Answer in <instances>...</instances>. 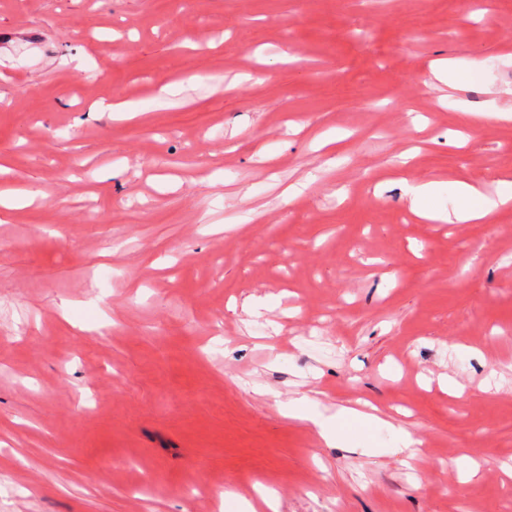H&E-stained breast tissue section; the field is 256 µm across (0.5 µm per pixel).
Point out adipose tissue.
<instances>
[{"label":"adipose tissue","mask_w":512,"mask_h":512,"mask_svg":"<svg viewBox=\"0 0 512 512\" xmlns=\"http://www.w3.org/2000/svg\"><path fill=\"white\" fill-rule=\"evenodd\" d=\"M498 185L496 195L490 196L480 186L465 181L457 182V195L462 203L447 211L426 204L427 199L435 194V183L424 182L407 186L406 194L411 210L420 218L451 224H468L492 219L500 210L512 206V177L503 176ZM318 406L317 399L304 393L280 404L279 411L285 417L310 425L319 440L330 447L343 443L345 426L363 421L388 432L389 439L384 445L385 453L404 458L415 457L418 453L419 439L408 429L391 420L347 406L338 407L333 414L327 416L319 411Z\"/></svg>","instance_id":"obj_1"}]
</instances>
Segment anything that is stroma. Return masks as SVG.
<instances>
[{
  "instance_id": "35a3bbf8",
  "label": "stroma",
  "mask_w": 512,
  "mask_h": 512,
  "mask_svg": "<svg viewBox=\"0 0 512 512\" xmlns=\"http://www.w3.org/2000/svg\"><path fill=\"white\" fill-rule=\"evenodd\" d=\"M487 8L0 0V190L38 194L0 214V512H240L225 492L260 486L280 512H512V212L429 222L405 193L449 209L512 171V123L452 137L457 100L512 87V0ZM444 58L485 75L423 85ZM306 389L406 409L422 453L326 447L279 412Z\"/></svg>"
}]
</instances>
